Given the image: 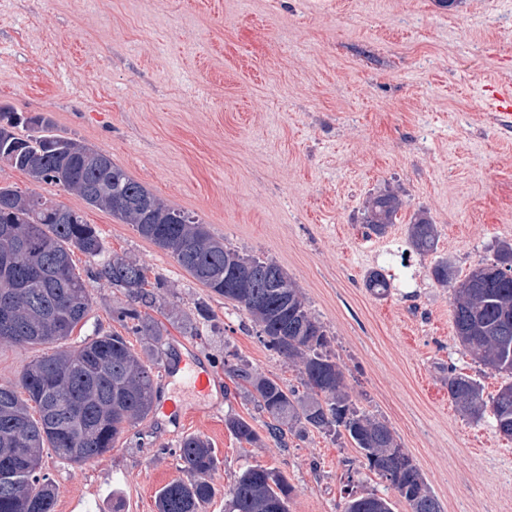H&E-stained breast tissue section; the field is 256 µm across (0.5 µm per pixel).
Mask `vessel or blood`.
I'll return each mask as SVG.
<instances>
[{"label":"vessel or blood","instance_id":"vessel-or-blood-1","mask_svg":"<svg viewBox=\"0 0 512 512\" xmlns=\"http://www.w3.org/2000/svg\"><path fill=\"white\" fill-rule=\"evenodd\" d=\"M161 377L166 382L175 380L183 383L200 396L207 398V405L197 410L201 414H209L219 408V401L212 397L215 378L210 368L199 359L189 343L184 342L178 345L176 355L169 357L165 363ZM197 411L183 405L180 400L172 396L161 399L157 406L158 414L178 424L186 421Z\"/></svg>","mask_w":512,"mask_h":512}]
</instances>
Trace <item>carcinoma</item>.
Returning a JSON list of instances; mask_svg holds the SVG:
<instances>
[{"label":"carcinoma","instance_id":"carcinoma-1","mask_svg":"<svg viewBox=\"0 0 512 512\" xmlns=\"http://www.w3.org/2000/svg\"><path fill=\"white\" fill-rule=\"evenodd\" d=\"M33 127L26 137L16 129ZM0 164L25 172L33 181L56 185L89 206L133 225L144 238L167 252L193 278L234 303L251 318L268 350L300 361L302 390L288 388L255 372L247 364H226L224 372L251 395L268 415L269 437L287 446L288 436L310 428L349 437L368 467L397 490L410 512H442L422 474L396 443L388 424L353 406L344 390V372L328 351L324 325L311 313L288 276L274 262L246 256L224 245L192 213L174 207L131 178L112 158L77 139L57 133L50 117H23L0 106ZM402 206L385 191L368 201L364 223L385 234ZM412 248L420 255L435 249L436 230L427 218L409 224ZM79 251L93 260L87 278L75 272ZM512 244H501L494 261L481 263L454 283L448 262L432 269L434 279L453 288V324L462 346L479 362L506 376L498 392L484 399L475 379L448 369V395L473 422L491 412L499 434L512 438ZM103 281L135 306L117 312L121 325L138 336H161V327L140 308H153L157 295L147 289L146 269L125 257L104 256L96 228L80 213L35 192L0 186V306L10 309L9 328L0 342L53 346L31 362L19 387L0 385V512H54L55 486L31 470L51 448L60 457L83 463L112 450L125 428L147 418L158 398L153 367L117 332L96 333L78 347L65 342L92 307L89 281ZM365 286L388 295L383 272L368 274ZM242 442L261 441L240 416L225 418ZM179 458L188 473L160 488L157 512H202L215 494L211 475L217 457L210 442L184 437ZM290 487L284 478L260 465L246 469L229 489L225 512H288ZM344 512H392V504L375 493L348 501Z\"/></svg>","mask_w":512,"mask_h":512}]
</instances>
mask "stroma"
<instances>
[{
    "label": "stroma",
    "mask_w": 512,
    "mask_h": 512,
    "mask_svg": "<svg viewBox=\"0 0 512 512\" xmlns=\"http://www.w3.org/2000/svg\"><path fill=\"white\" fill-rule=\"evenodd\" d=\"M507 79L512 0H0V105L50 116L231 248L279 264L324 324L353 404L387 422L442 512H512V439L460 415L447 382L456 369L490 398L504 377L461 345L451 291L432 275L445 260L464 279L512 244V114L488 100ZM0 185L80 212L107 254L145 266L165 334L131 337L133 348L146 360L188 342L222 385L220 410L183 432L151 415L85 463L45 449L55 512H155L156 492L186 476L187 434L218 459L204 512H224L252 465L285 476L289 512H343L349 494L370 492L409 512L349 438L314 429L254 447L227 429L236 414L263 433L267 415L225 364L300 383L299 364L269 351L234 303L77 195L6 165ZM387 188L403 202L396 222L366 235L364 207ZM418 214L437 233L422 256L408 240ZM374 269L387 296L365 286ZM90 289L69 346L119 330L129 304L106 283Z\"/></svg>",
    "instance_id": "stroma-1"
}]
</instances>
